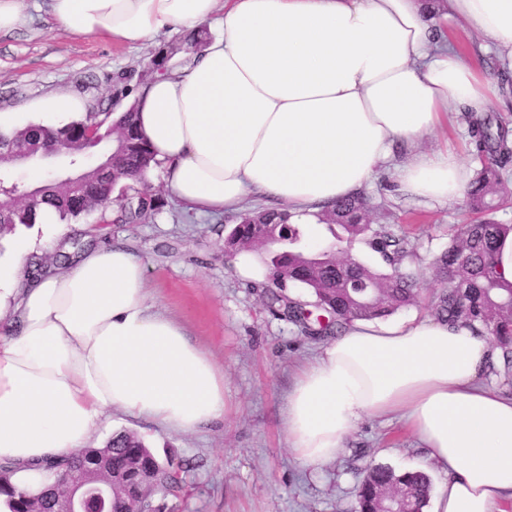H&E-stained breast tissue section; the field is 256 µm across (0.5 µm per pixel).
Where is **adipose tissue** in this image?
I'll use <instances>...</instances> for the list:
<instances>
[{"label":"adipose tissue","mask_w":512,"mask_h":512,"mask_svg":"<svg viewBox=\"0 0 512 512\" xmlns=\"http://www.w3.org/2000/svg\"><path fill=\"white\" fill-rule=\"evenodd\" d=\"M66 32L124 45L162 30H222L183 67L130 95L155 164L145 181L198 216L239 214L249 195L295 224L358 194L383 169L402 195L445 204L472 170L455 148L421 147L460 109L483 113L498 83L462 57L450 20L512 71V0H48ZM31 251L0 259V465L39 496L47 466L107 414L199 431L224 417V372L184 325L155 309L145 265L122 247L83 252L17 288ZM500 351L483 330L434 318L357 320L323 345L288 393L293 459L317 472L366 417L400 419L443 481L432 512H500L512 499V397L488 385Z\"/></svg>","instance_id":"ef3b65f1"}]
</instances>
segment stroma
Segmentation results:
<instances>
[{
	"label": "stroma",
	"mask_w": 512,
	"mask_h": 512,
	"mask_svg": "<svg viewBox=\"0 0 512 512\" xmlns=\"http://www.w3.org/2000/svg\"><path fill=\"white\" fill-rule=\"evenodd\" d=\"M465 58L499 78L503 99L490 116L512 128V74L501 73L494 54L478 52L477 33L453 27ZM184 42L164 32L138 47L65 32L45 12L27 6L25 22L0 34V114L34 112L48 98L72 95L84 102L111 98L117 82L137 84L150 57ZM159 214L138 223L119 218L118 206L63 222L61 242L37 237L34 260L52 265L62 243L80 249L120 245L140 258L156 308L181 321L191 339L224 372L225 412L193 434L163 431L114 414L95 428L88 445L101 447L118 431L136 433L160 459L183 467L179 489L165 495V512H356L355 487L364 470L386 464L418 467L423 452L396 421L364 418L336 460L313 473L292 458L283 422L298 368L325 339L311 336L266 306V276L241 278L224 237L236 219L199 217L162 187ZM363 196L372 223L406 238L423 274L418 302L398 318L429 316L441 281L429 267L446 249L449 229L466 219L462 203L423 205L400 195L389 174L377 176Z\"/></svg>",
	"instance_id": "stroma-1"
}]
</instances>
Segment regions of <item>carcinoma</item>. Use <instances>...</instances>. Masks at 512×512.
I'll list each match as a JSON object with an SVG mask.
<instances>
[{
	"instance_id": "cac0c4a2",
	"label": "carcinoma",
	"mask_w": 512,
	"mask_h": 512,
	"mask_svg": "<svg viewBox=\"0 0 512 512\" xmlns=\"http://www.w3.org/2000/svg\"><path fill=\"white\" fill-rule=\"evenodd\" d=\"M103 101L90 105L84 119L61 128L31 125L23 131L0 132V144H20L38 151L52 142L66 144L80 160L102 142L114 143L97 163L82 169L80 187L72 189L56 177L39 183V195L27 200L9 183L7 172H0V239L17 226L33 224L36 210L43 204L57 209L60 219L76 220L97 212L112 200L115 183L107 173L122 167L137 180L154 161L145 139L129 109L114 119ZM468 128L475 157L482 164L476 181L467 191L465 205L477 219L458 224L448 249L432 262L442 288L435 294V317L450 325H481L502 351L503 369L512 372V282L506 281L495 263L500 238L512 233L511 224H500L492 215L506 205L499 187L498 168L512 161V131L488 115L464 112L460 116ZM161 204L154 195L141 191L121 206V220L135 223L159 213ZM319 221L331 227L334 242L312 251L305 243V232L289 223V215L260 210L240 215L224 240V246L241 251L252 246L267 247L265 264L270 289L268 307L299 325L307 334L328 336L354 320L388 317L415 304L420 274L403 267L408 257L406 242L385 226L369 222L366 202L360 195L344 198L328 206ZM363 240L390 269L376 270L364 262L346 263L344 253ZM300 285L310 291L311 308L286 299L282 291ZM103 461L98 479L113 478L112 512H160L155 496L178 486L182 466L171 460L160 461L134 433L112 435L102 448H85L53 465L83 470ZM432 490L429 475L420 470L397 472L389 466L369 467L357 487L359 512H379L383 497L402 494L410 512H423ZM66 488L56 483L38 498L13 487L7 470L0 471V494L7 497L10 512H43Z\"/></svg>"
}]
</instances>
